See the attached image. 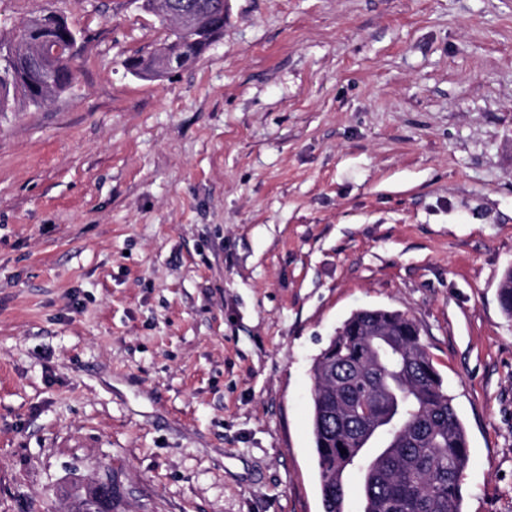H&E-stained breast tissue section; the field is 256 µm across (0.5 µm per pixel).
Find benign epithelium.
Instances as JSON below:
<instances>
[{
	"label": "benign epithelium",
	"instance_id": "7a95c632",
	"mask_svg": "<svg viewBox=\"0 0 512 512\" xmlns=\"http://www.w3.org/2000/svg\"><path fill=\"white\" fill-rule=\"evenodd\" d=\"M153 5L158 11L167 10L173 15L184 38L160 51L128 61V69L142 78L155 79L190 65L224 33V0H213L206 12L198 10L189 0H153ZM24 26L43 45L52 47L47 52L49 58L62 53L68 58L75 55L77 34L61 15L45 11L26 20ZM29 83L35 100L41 103L59 90L64 79L58 68L47 67L33 74Z\"/></svg>",
	"mask_w": 512,
	"mask_h": 512
}]
</instances>
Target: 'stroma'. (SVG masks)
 <instances>
[{
  "label": "stroma",
  "mask_w": 512,
  "mask_h": 512,
  "mask_svg": "<svg viewBox=\"0 0 512 512\" xmlns=\"http://www.w3.org/2000/svg\"><path fill=\"white\" fill-rule=\"evenodd\" d=\"M195 63L137 0L52 7L73 87L0 112V512H323L311 367L405 314L512 512V0H226Z\"/></svg>",
  "instance_id": "35a3bbf8"
}]
</instances>
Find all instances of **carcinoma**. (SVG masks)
I'll list each match as a JSON object with an SVG mask.
<instances>
[{
    "mask_svg": "<svg viewBox=\"0 0 512 512\" xmlns=\"http://www.w3.org/2000/svg\"><path fill=\"white\" fill-rule=\"evenodd\" d=\"M9 46L18 55L0 60V112L36 104L25 75L43 61L21 26L0 32V55ZM499 300L512 317V269ZM348 370L377 393L354 414L337 379ZM312 407L324 512H344L351 472L360 480V512H461L466 432L413 321L386 309L354 312L314 359Z\"/></svg>",
    "mask_w": 512,
    "mask_h": 512,
    "instance_id": "1",
    "label": "carcinoma"
}]
</instances>
